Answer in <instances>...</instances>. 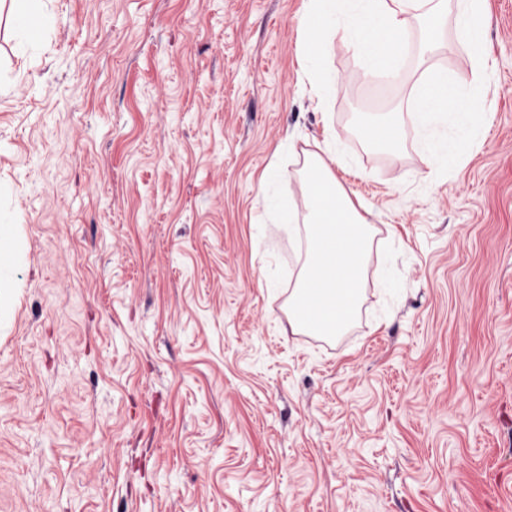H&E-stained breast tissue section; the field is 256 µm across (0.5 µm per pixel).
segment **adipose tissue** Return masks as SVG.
Masks as SVG:
<instances>
[{"label":"adipose tissue","mask_w":512,"mask_h":512,"mask_svg":"<svg viewBox=\"0 0 512 512\" xmlns=\"http://www.w3.org/2000/svg\"><path fill=\"white\" fill-rule=\"evenodd\" d=\"M445 0H307L306 22L311 25L300 49L310 95L324 101L335 80L316 66L326 49L314 27L329 15L339 16L342 37L364 63V77H394L403 67L405 33L416 18L430 35L421 41L420 56L434 49L432 33L444 22ZM486 0H458L457 30L470 48L467 64L473 85L465 89L447 76L425 83L408 99L404 110L417 127L452 121L455 139H433L423 150L434 162H451L464 143H475L486 114L484 87L492 71L484 53L483 17ZM6 22L18 45L36 41L50 19L42 0H11ZM334 143L306 154L300 170L304 214L291 225L307 242L305 261L288 296V324L294 334L335 339L357 321L366 296L368 269L376 229L363 216L338 181Z\"/></svg>","instance_id":"obj_1"}]
</instances>
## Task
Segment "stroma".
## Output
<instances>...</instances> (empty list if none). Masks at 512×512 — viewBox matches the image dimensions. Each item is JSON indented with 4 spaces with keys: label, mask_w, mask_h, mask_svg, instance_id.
<instances>
[{
    "label": "stroma",
    "mask_w": 512,
    "mask_h": 512,
    "mask_svg": "<svg viewBox=\"0 0 512 512\" xmlns=\"http://www.w3.org/2000/svg\"><path fill=\"white\" fill-rule=\"evenodd\" d=\"M306 0H46L0 29V512H512V0H487L481 142L432 167L358 113L422 71L462 86L448 11L425 70L362 81L332 27L316 107ZM384 246L339 340L292 334L305 153ZM282 179L262 187L265 170ZM6 22L19 46L36 41L40 31L50 23L41 0H11ZM399 133L400 123L395 116L370 122L365 128V136L370 143L387 148L397 145Z\"/></svg>",
    "instance_id": "1"
}]
</instances>
